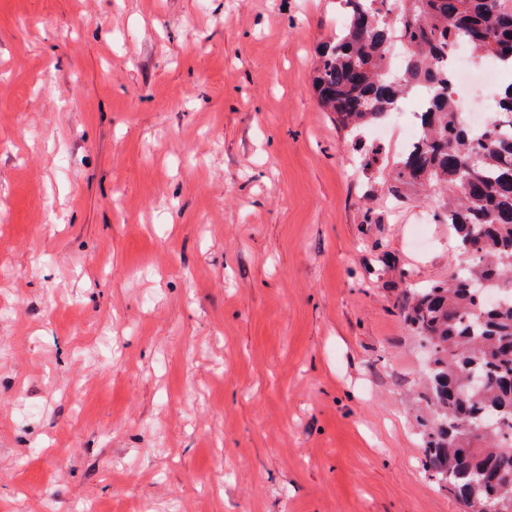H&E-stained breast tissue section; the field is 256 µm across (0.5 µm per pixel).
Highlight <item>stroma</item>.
I'll use <instances>...</instances> for the list:
<instances>
[{
  "label": "stroma",
  "mask_w": 512,
  "mask_h": 512,
  "mask_svg": "<svg viewBox=\"0 0 512 512\" xmlns=\"http://www.w3.org/2000/svg\"><path fill=\"white\" fill-rule=\"evenodd\" d=\"M338 0H0V512H462L422 467L389 193L412 100L311 78Z\"/></svg>",
  "instance_id": "stroma-1"
}]
</instances>
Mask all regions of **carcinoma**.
Masks as SVG:
<instances>
[{
  "mask_svg": "<svg viewBox=\"0 0 512 512\" xmlns=\"http://www.w3.org/2000/svg\"><path fill=\"white\" fill-rule=\"evenodd\" d=\"M345 15L336 37L318 52L313 87L344 128L357 130L392 111L407 91L423 92L420 137L401 154L390 194L417 192L436 203L434 217L456 238L457 276L414 289L405 320L433 348L423 376L426 405L447 428L424 434L425 472L464 505L512 498V296L490 305L470 282H494L512 293V83L477 131L455 112L448 50L465 44L480 60L512 69V0H399L395 24L385 0H340ZM413 55L389 76V42ZM484 382L463 391L471 370ZM477 415L500 421L491 438L466 430Z\"/></svg>",
  "mask_w": 512,
  "mask_h": 512,
  "instance_id": "1",
  "label": "carcinoma"
}]
</instances>
